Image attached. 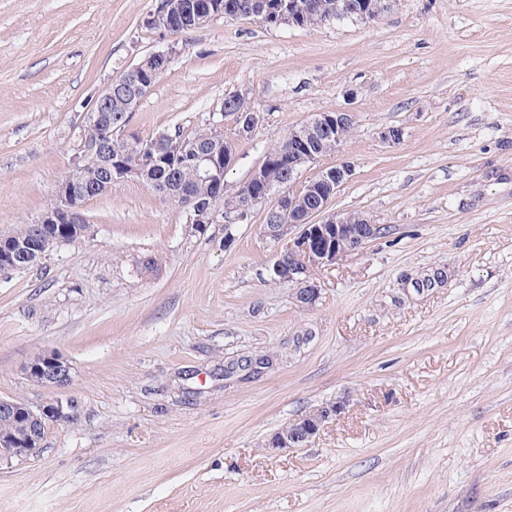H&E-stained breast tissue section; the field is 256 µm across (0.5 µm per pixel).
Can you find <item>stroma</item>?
Instances as JSON below:
<instances>
[{"label":"stroma","mask_w":512,"mask_h":512,"mask_svg":"<svg viewBox=\"0 0 512 512\" xmlns=\"http://www.w3.org/2000/svg\"><path fill=\"white\" fill-rule=\"evenodd\" d=\"M161 3L0 0V231L46 208L96 93L164 51L125 135L195 130L244 94L260 121L226 173L240 183L314 114L352 112L320 161L353 167L331 208L388 232L312 269L304 310L270 276L262 215L228 246L224 219L196 231L136 180L87 201L86 236L0 275V397L70 404L39 459L0 460V512H512V0L174 35L147 24ZM45 351L68 389L25 377ZM264 354V374L225 379ZM341 397L307 445L268 448Z\"/></svg>","instance_id":"35a3bbf8"}]
</instances>
